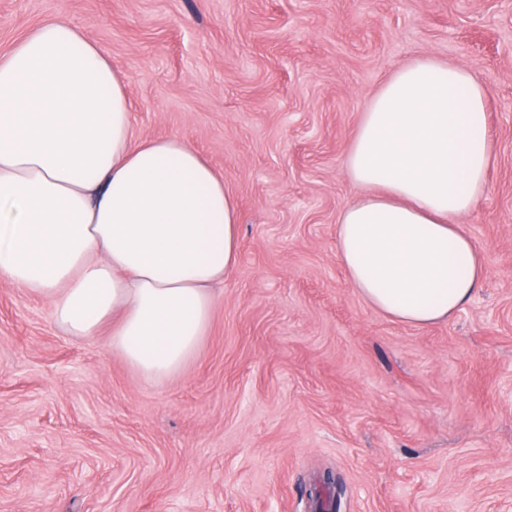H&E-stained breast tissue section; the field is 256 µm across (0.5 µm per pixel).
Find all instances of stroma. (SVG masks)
<instances>
[{"instance_id": "stroma-1", "label": "stroma", "mask_w": 512, "mask_h": 512, "mask_svg": "<svg viewBox=\"0 0 512 512\" xmlns=\"http://www.w3.org/2000/svg\"><path fill=\"white\" fill-rule=\"evenodd\" d=\"M64 16L126 79L136 137L183 138L240 214L182 374L145 382L0 282V512H512V0H0V54ZM432 55L488 88L491 164L460 222L486 277L444 322L351 288L336 220L372 95Z\"/></svg>"}]
</instances>
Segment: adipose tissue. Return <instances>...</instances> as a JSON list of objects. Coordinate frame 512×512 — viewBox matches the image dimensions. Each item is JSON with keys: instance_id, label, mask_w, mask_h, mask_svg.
<instances>
[{"instance_id": "obj_1", "label": "adipose tissue", "mask_w": 512, "mask_h": 512, "mask_svg": "<svg viewBox=\"0 0 512 512\" xmlns=\"http://www.w3.org/2000/svg\"><path fill=\"white\" fill-rule=\"evenodd\" d=\"M488 91L470 71L411 59L373 96L346 167L366 187L336 222L337 257L374 311L424 327L480 287L459 219L485 196ZM110 57L62 18L0 56V281L45 300L78 338L146 380L179 374L235 267L239 212L224 176L177 136L135 139Z\"/></svg>"}]
</instances>
